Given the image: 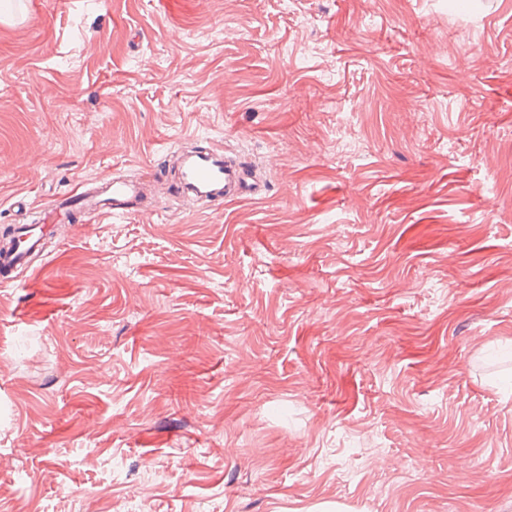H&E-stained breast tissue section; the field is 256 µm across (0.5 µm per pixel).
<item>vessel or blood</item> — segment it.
<instances>
[{"mask_svg": "<svg viewBox=\"0 0 512 512\" xmlns=\"http://www.w3.org/2000/svg\"><path fill=\"white\" fill-rule=\"evenodd\" d=\"M179 168L180 193L195 200H256L267 192L266 184L256 180L247 166L214 151L181 153ZM140 204L141 186L138 181L107 175L98 178L92 186L79 184L67 193L65 199L54 201L47 216L60 219L75 206L88 218L101 214L129 215L138 212ZM18 238L16 249L0 253V281L5 283L13 282L14 278L27 272V258L39 248L44 234L35 226L24 224L18 229Z\"/></svg>", "mask_w": 512, "mask_h": 512, "instance_id": "vessel-or-blood-1", "label": "vessel or blood"}]
</instances>
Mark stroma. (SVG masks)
I'll list each match as a JSON object with an SVG mask.
<instances>
[{"mask_svg":"<svg viewBox=\"0 0 512 512\" xmlns=\"http://www.w3.org/2000/svg\"><path fill=\"white\" fill-rule=\"evenodd\" d=\"M0 0V512H512V0ZM220 141L261 200L184 201ZM65 199L55 200L43 219L58 220L78 206L85 217L94 218L101 214L129 215L139 211L141 186L136 180L114 177L112 174L98 178L90 187L81 183L65 195ZM32 224H22L18 228L19 245L13 251L0 253L1 283H10L14 278L28 271L27 258L30 253L36 251L44 239L43 227Z\"/></svg>","mask_w":512,"mask_h":512,"instance_id":"obj_1","label":"stroma"}]
</instances>
